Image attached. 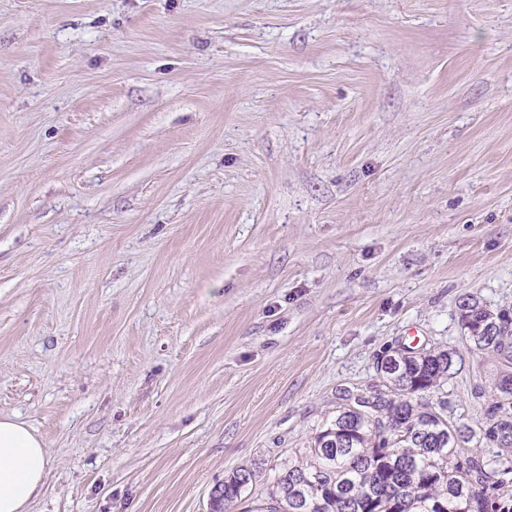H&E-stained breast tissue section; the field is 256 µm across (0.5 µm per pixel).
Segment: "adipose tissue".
I'll use <instances>...</instances> for the list:
<instances>
[{
  "label": "adipose tissue",
  "mask_w": 512,
  "mask_h": 512,
  "mask_svg": "<svg viewBox=\"0 0 512 512\" xmlns=\"http://www.w3.org/2000/svg\"><path fill=\"white\" fill-rule=\"evenodd\" d=\"M48 464V451L35 430L0 416V512H29Z\"/></svg>",
  "instance_id": "ef3b65f1"
}]
</instances>
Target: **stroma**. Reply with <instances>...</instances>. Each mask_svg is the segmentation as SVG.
I'll return each mask as SVG.
<instances>
[{
  "label": "stroma",
  "instance_id": "obj_1",
  "mask_svg": "<svg viewBox=\"0 0 512 512\" xmlns=\"http://www.w3.org/2000/svg\"><path fill=\"white\" fill-rule=\"evenodd\" d=\"M512 313V0H0V415L31 512H209ZM48 464L47 448L35 430L0 416V512H30ZM255 472V467H242L225 479L217 495H212V512H226L229 504L241 501L243 492L253 482Z\"/></svg>",
  "mask_w": 512,
  "mask_h": 512
}]
</instances>
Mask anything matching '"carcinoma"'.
I'll return each instance as SVG.
<instances>
[{
  "label": "carcinoma",
  "mask_w": 512,
  "mask_h": 512,
  "mask_svg": "<svg viewBox=\"0 0 512 512\" xmlns=\"http://www.w3.org/2000/svg\"><path fill=\"white\" fill-rule=\"evenodd\" d=\"M468 349L512 365V316L470 298L459 308ZM361 403L345 390L336 415L297 458L285 457L264 499L243 512H512V370L495 380L485 426L448 420L441 390L453 349L394 351ZM242 467L212 497V512L242 500Z\"/></svg>",
  "instance_id": "obj_1"
}]
</instances>
